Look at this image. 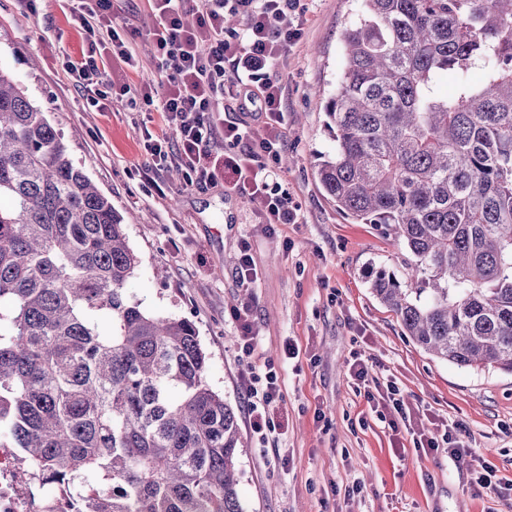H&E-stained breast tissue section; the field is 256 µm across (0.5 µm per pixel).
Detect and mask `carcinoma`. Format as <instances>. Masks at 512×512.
Returning <instances> with one entry per match:
<instances>
[{"instance_id":"cac0c4a2","label":"carcinoma","mask_w":512,"mask_h":512,"mask_svg":"<svg viewBox=\"0 0 512 512\" xmlns=\"http://www.w3.org/2000/svg\"><path fill=\"white\" fill-rule=\"evenodd\" d=\"M343 55L317 175L405 250L371 294L433 358L512 373V0H362ZM137 267L123 216L0 69V448L26 465L12 481L61 491L25 512H248L237 413L194 324L129 298Z\"/></svg>"}]
</instances>
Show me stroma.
Masks as SVG:
<instances>
[{
    "label": "stroma",
    "mask_w": 512,
    "mask_h": 512,
    "mask_svg": "<svg viewBox=\"0 0 512 512\" xmlns=\"http://www.w3.org/2000/svg\"><path fill=\"white\" fill-rule=\"evenodd\" d=\"M360 0H300L301 35L273 63L288 114L278 172L300 220L266 231L257 203L223 182L186 186L168 168L144 172L145 129L159 113L127 98L107 112L88 106L64 69L89 43L71 0H40L20 13L0 0V68L47 112L74 161L123 215L139 257L128 295L151 313L190 320L209 355L207 381L238 415L239 490L249 512H512V496L474 495L471 472L447 450L392 445L387 423L352 389L346 362L359 352L381 382L400 389L412 420L462 422L477 454L512 477V374L472 372L432 358L405 336L366 285L370 267L399 268L385 225L356 224L323 190L317 165L334 146L325 105L343 66L341 39ZM249 239L259 271L253 288L258 352L238 357L230 299H243L235 257ZM298 348L283 372L276 447L251 433L239 377L248 364ZM322 419H315L316 410ZM286 462L273 464L274 448ZM365 493L352 494L354 484Z\"/></svg>",
    "instance_id": "35a3bbf8"
}]
</instances>
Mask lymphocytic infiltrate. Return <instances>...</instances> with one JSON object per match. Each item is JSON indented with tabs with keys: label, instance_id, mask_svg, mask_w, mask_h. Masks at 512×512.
I'll use <instances>...</instances> for the list:
<instances>
[{
	"label": "lymphocytic infiltrate",
	"instance_id": "1",
	"mask_svg": "<svg viewBox=\"0 0 512 512\" xmlns=\"http://www.w3.org/2000/svg\"><path fill=\"white\" fill-rule=\"evenodd\" d=\"M78 18L92 46L126 66L136 64L134 36L121 34L112 21V0H76ZM299 0H152L155 24L146 32L159 69L167 80L161 85L142 83L114 86L105 67L87 55L67 59L65 69L98 111L112 108L113 93L141 98L160 112V131H146L142 164L154 171L177 164L186 183L200 186L223 181L230 190L261 204L267 228L293 224L298 207L287 187L276 184V165L284 147L287 114L282 107V89L270 62L280 57L298 37L294 24L285 20ZM194 25H186V14ZM244 15L243 29L227 30L226 14ZM246 110L261 105L266 137L252 141L247 126L221 119L225 103ZM235 147L231 159L220 154L221 145ZM347 370L354 390L360 391L371 411L387 421L393 433L410 424L400 390L394 383L373 389L371 369L361 354H352ZM247 400L251 431L258 442H268L279 429L274 411L282 397L281 372L275 360L262 367H249L240 378ZM416 449L432 452L447 449L456 465L467 464L476 452L462 437L461 426L441 421L430 430H412Z\"/></svg>",
	"mask_w": 512,
	"mask_h": 512
}]
</instances>
